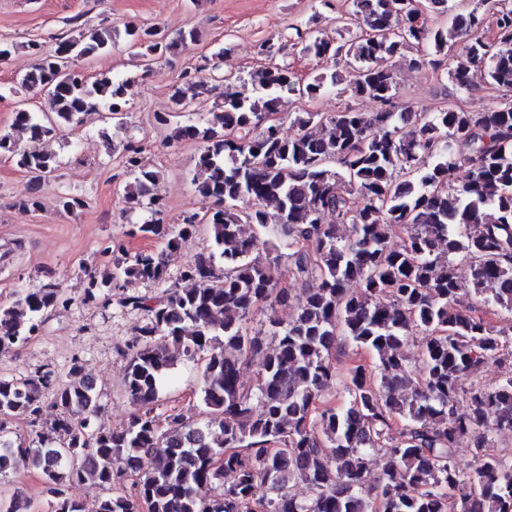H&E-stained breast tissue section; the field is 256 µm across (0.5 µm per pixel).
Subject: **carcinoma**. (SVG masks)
Here are the masks:
<instances>
[{
  "mask_svg": "<svg viewBox=\"0 0 512 512\" xmlns=\"http://www.w3.org/2000/svg\"><path fill=\"white\" fill-rule=\"evenodd\" d=\"M478 4L484 12L462 7L433 27L427 19L447 15L448 0H351L349 11L336 13L339 40L296 33L290 47L344 62L346 90L373 100L377 111L290 112L292 137L262 118L281 112L291 95L318 98L324 80L303 86L288 70L266 67L251 73L254 94L245 96L226 77L223 101L207 118L183 123L182 114L218 83L202 75L215 70L206 64L183 75L158 120L173 125L171 141L200 143L192 184L205 213L187 214L177 226L159 223L160 172L139 167L129 141L122 160L135 177L123 198L127 210L147 213L129 235L162 238L174 249L203 232L215 251L181 272L190 287L174 284L155 301L127 288L167 279L163 250L119 258L90 280L84 300L116 295L120 306L147 312L123 388L135 411L120 431L96 422L98 395L75 364L55 395L60 418L34 446L8 437L4 425L40 416L37 384L52 385V376L0 379V476L39 471L52 512H84L65 487L85 481L105 490L95 512H512V453L495 449L497 436L512 434V376L492 387L462 384L487 364L512 360V318L493 324L457 307L466 285L512 315V101L417 112L400 102L391 66L402 50L424 44L416 64L449 75L458 89L472 91L478 75L512 91V7ZM488 17L491 41L483 34ZM117 37L114 28L86 26L51 50L29 44L36 62L18 84L47 95L53 110L17 108L11 131L0 133V155L32 181L55 173L59 161L19 149L20 139L42 141L103 110L122 114L127 82L76 68L107 53ZM124 38L146 67L198 34L127 28ZM458 40L462 60L450 69L448 50ZM250 224L255 230L247 233ZM346 225L353 233L344 237ZM395 225L407 228L399 248L388 244ZM279 234L289 288L276 275L280 255L254 257ZM68 302L56 282L15 292L0 305V353L26 344L39 315ZM279 305L296 310L286 324L272 314ZM259 311L268 315L256 328ZM416 333L423 342L412 370L404 347ZM268 337L273 347L246 386L242 369ZM341 337L374 353L379 375L373 383L364 365L352 364L342 408L325 400L339 375L333 353ZM181 354L201 362L204 421L154 414L162 380ZM465 438L477 459L469 476L454 465ZM373 465L382 475L376 487L367 483ZM226 473L234 476L229 485ZM295 481L307 485L308 499L292 493ZM204 486L213 494L199 495ZM0 512H32V499L0 488Z\"/></svg>",
  "mask_w": 512,
  "mask_h": 512,
  "instance_id": "obj_1",
  "label": "carcinoma"
}]
</instances>
